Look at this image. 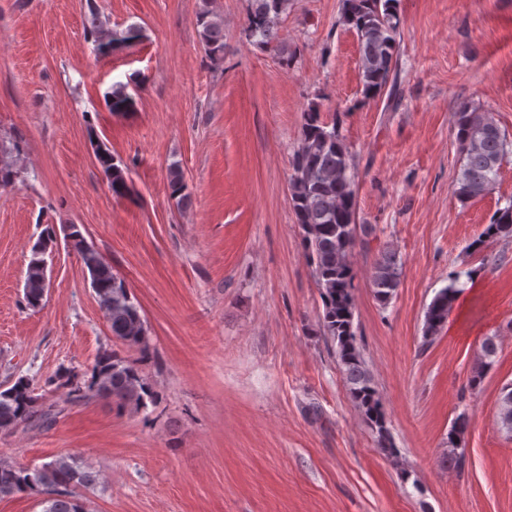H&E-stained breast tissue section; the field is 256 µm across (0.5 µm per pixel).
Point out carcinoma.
<instances>
[{
	"mask_svg": "<svg viewBox=\"0 0 512 512\" xmlns=\"http://www.w3.org/2000/svg\"><path fill=\"white\" fill-rule=\"evenodd\" d=\"M291 0H250L245 34L260 48L276 47L281 43L280 20L288 11ZM198 22L200 39L211 58L224 57V16L212 10L209 0H203ZM340 22L357 37L362 94L366 99L380 95L395 83L398 62V37L401 14L399 0H341ZM91 36L96 51L109 54L137 38L132 28L113 30L91 16ZM130 97L121 85L107 93L111 112L128 108ZM454 129L461 164L455 193L466 204L485 195L496 182L509 142L489 113L468 104L454 112ZM112 194L129 192L125 168L103 144L94 149ZM15 171L8 160L6 148L0 145V189L13 185ZM169 197L179 208L187 207L190 194L179 164L168 168ZM292 209L300 225L304 257L319 290L323 306L322 335L334 345L336 361L356 408L375 431L380 449L392 454L387 415L377 389L363 359L354 318L353 256L361 234L374 231L370 224L355 222L356 184L353 156L338 129L336 120L327 121L320 110L309 106L303 113L300 142L291 159L288 181ZM72 250L88 272L98 305L109 325L112 337L139 352L140 359L130 360L109 350L102 351L90 368L82 371L61 366L46 377L42 384L25 376L0 386V431L15 432L29 427L50 424L56 417L44 406L43 396L36 393L67 390L70 402L92 398L108 401L121 414L139 412L155 403V394L140 367V360L150 354L151 341L140 307L134 303L124 282L100 253L87 244L76 225L69 227ZM499 241L512 242V200L498 208L480 234L467 246L474 253ZM42 255L32 249L27 265L24 294L32 308L42 305L49 287L42 268ZM403 262L394 249L382 251L376 258L370 276L374 299L387 305L400 284ZM477 270L458 271L447 287L433 298L425 313L422 346L431 345L442 332L459 294L461 277L472 278ZM498 352L496 337L483 339L469 385L480 386L485 374L494 366ZM502 428L512 433V385L502 388L498 412ZM469 427L466 412L457 414L448 432V448L442 463L459 473L468 466L465 434ZM99 487V474L82 458L58 455L35 466H23L6 456H0V497L25 494L34 497L42 512H90L89 504L75 495V489L94 491Z\"/></svg>",
	"mask_w": 512,
	"mask_h": 512,
	"instance_id": "cac0c4a2",
	"label": "carcinoma"
}]
</instances>
